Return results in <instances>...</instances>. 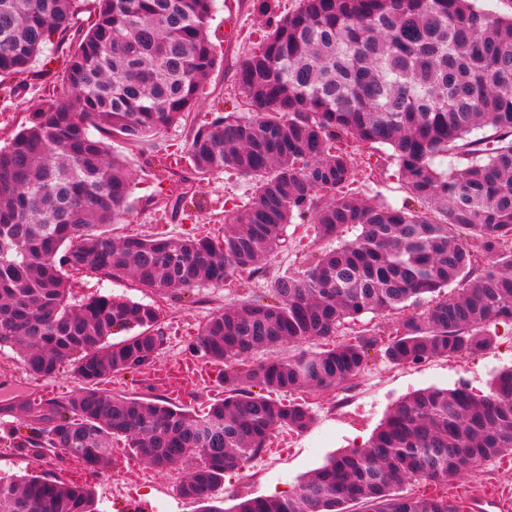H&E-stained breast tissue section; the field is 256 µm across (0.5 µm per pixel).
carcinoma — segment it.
Instances as JSON below:
<instances>
[{"label": "carcinoma", "instance_id": "1", "mask_svg": "<svg viewBox=\"0 0 512 512\" xmlns=\"http://www.w3.org/2000/svg\"><path fill=\"white\" fill-rule=\"evenodd\" d=\"M80 0H0V87L46 50L71 42L61 89L0 148V348L49 379L67 364L76 396L50 413L29 409L36 437L13 447L42 457L75 448L94 473L109 467L112 439L158 470L189 463L179 486L202 512L224 473L244 467L278 428L314 422L306 401L271 393L337 390L365 371L375 326L337 343L345 320L398 313L383 346L394 365L477 354L512 327V17L474 0H299L266 17L263 45L237 72L250 113L222 112L189 131L185 159L207 177L232 169L256 196L224 220V240L126 234L132 209L115 135L157 162L161 136L199 106L217 65L209 37L215 0H95L78 27ZM387 146L401 206L347 187L352 158L335 143ZM438 156L448 170L435 168ZM167 200H194L187 180ZM309 225L318 256L263 266L286 248L294 220ZM355 229L351 240L342 233ZM488 262L480 265L477 257ZM69 271L132 277L152 290L191 293L264 276V295L216 309L190 349L224 366V400L195 417L172 403L114 395L110 375L142 372L164 345L149 304L107 295L70 301ZM129 336L114 342L112 336ZM288 354L255 360L259 351ZM512 454V369L488 394L462 384L425 389L395 404L367 445L330 458L287 498L253 497L230 512H466L448 496L400 494L413 481L473 480ZM0 512H96L92 491L31 475L0 482Z\"/></svg>", "mask_w": 512, "mask_h": 512}]
</instances>
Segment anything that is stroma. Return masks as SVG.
Listing matches in <instances>:
<instances>
[{
	"mask_svg": "<svg viewBox=\"0 0 512 512\" xmlns=\"http://www.w3.org/2000/svg\"><path fill=\"white\" fill-rule=\"evenodd\" d=\"M264 17L258 15L252 0H216L210 22V39L217 54V66L203 90L200 106L179 127L165 131L164 144L171 150H183L190 128L207 124L217 110H232L241 101L236 86V73L241 61L258 48L266 35ZM67 56L48 52L23 75L14 94L0 97V147L27 122L34 112L58 87ZM113 153L125 157L133 187V211L130 221L117 225L116 234L163 233L175 237L224 236V215L233 204L247 201L249 181L227 172L202 181L195 180L188 167L178 168V176L192 180L199 208L171 214L158 209L166 185L154 175L155 165L132 152L120 137L111 141ZM366 173L360 190L374 200L401 204L405 193L398 179L397 167L386 147L371 148L355 141L341 142ZM75 299L103 294L122 295L131 300L154 305L160 316L164 346L159 364L174 362L187 354L207 320L210 311L224 303L262 293L264 277L240 279L221 286H203L190 296L177 292L154 291L131 278L114 281L99 273L72 271L68 274ZM512 367V328L503 326L494 345L475 355L464 354L454 359L438 358L411 366L390 364L380 350L370 352L365 372L348 382L343 389L315 396V421L300 434H289L287 457L274 459L271 450H263L252 458L251 468L225 473L224 487L218 497L224 508L237 499L291 494L300 479L322 466L333 454L360 447L362 439L371 438L377 427L402 398L422 389H452L467 383L480 393H488L495 376ZM32 384L24 372L20 355L14 350H0V424L7 421L22 425L26 419L24 404ZM7 434L0 428V481L11 482L26 474H37L64 482L89 485L95 492L100 512H199V506L184 499L179 486L187 471L183 468L154 471L152 482L132 484L128 475L133 469H147L145 459L136 455L125 438L112 441L111 463L107 470L93 473L78 459L55 454L35 459L23 457L6 443Z\"/></svg>",
	"mask_w": 512,
	"mask_h": 512,
	"instance_id": "stroma-1",
	"label": "stroma"
}]
</instances>
